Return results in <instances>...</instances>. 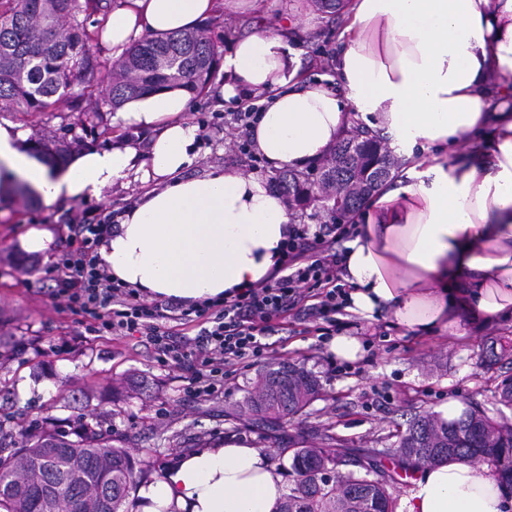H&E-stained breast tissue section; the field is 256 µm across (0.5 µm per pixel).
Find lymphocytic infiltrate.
Masks as SVG:
<instances>
[{
	"label": "lymphocytic infiltrate",
	"mask_w": 512,
	"mask_h": 512,
	"mask_svg": "<svg viewBox=\"0 0 512 512\" xmlns=\"http://www.w3.org/2000/svg\"><path fill=\"white\" fill-rule=\"evenodd\" d=\"M71 222L76 247L56 265L54 299L88 317L90 334L144 337L183 370L191 393L201 400L220 393L236 368L269 357L273 346L268 336L301 303H309L312 315L331 326L348 305L345 254L336 245L353 233L350 224H323L315 230L294 225L271 277L221 301L185 305L145 300L108 273L97 253L108 220L89 223L77 209ZM195 321L201 328L194 338L177 337L174 325Z\"/></svg>",
	"instance_id": "lymphocytic-infiltrate-1"
}]
</instances>
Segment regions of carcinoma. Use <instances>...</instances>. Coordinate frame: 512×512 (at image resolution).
<instances>
[{"mask_svg": "<svg viewBox=\"0 0 512 512\" xmlns=\"http://www.w3.org/2000/svg\"><path fill=\"white\" fill-rule=\"evenodd\" d=\"M111 10V0H0V109L36 117L66 101L83 112L91 128H100L99 135L111 133L100 111L83 106L96 96L104 62L93 50L97 33L78 20L99 14L98 23L104 24ZM75 56L82 59L76 77L70 68ZM220 60L209 25L146 36L111 63L108 101L115 110L128 99L168 87H183L198 97L213 84ZM76 81L78 93L73 92ZM70 131L65 125L62 134L32 142V153L65 162L72 149ZM375 158L382 174L367 177L365 167ZM400 166L383 138L355 121L312 167L286 168L274 177V185L290 210H307L314 190L322 212L348 221L381 184L397 176ZM320 393L319 380L305 367L278 362L261 373L237 408L263 423L279 424L301 413ZM496 398L503 409L495 416L469 408L448 422L425 411L399 432L393 446L377 454L406 469L448 458L489 463L512 495V419L504 414L512 410V377L501 381ZM102 424L82 425L70 433L73 440L54 418L16 433L0 427V512H48L45 505L53 500L65 512H80L88 501L101 512H133L137 489L148 483V466L137 465ZM346 462L347 446L339 437L325 434L318 442H299L288 460V493L278 512H395L392 478L361 461L358 470L344 471Z\"/></svg>", "mask_w": 512, "mask_h": 512, "instance_id": "carcinoma-1", "label": "carcinoma"}]
</instances>
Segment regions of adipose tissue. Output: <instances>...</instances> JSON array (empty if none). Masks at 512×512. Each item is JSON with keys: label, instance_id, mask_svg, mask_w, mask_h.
Wrapping results in <instances>:
<instances>
[{"label": "adipose tissue", "instance_id": "obj_1", "mask_svg": "<svg viewBox=\"0 0 512 512\" xmlns=\"http://www.w3.org/2000/svg\"><path fill=\"white\" fill-rule=\"evenodd\" d=\"M215 0H116L103 37L113 58L149 34L192 30ZM335 86L299 79L282 36H251L224 56V100H259L257 154L301 168L368 114L407 153L400 179L365 204L346 245L350 312H388L423 335L461 321L512 317V0H350ZM181 89L126 101L117 116L152 128L151 166L135 146L89 149L53 168L0 125V168L44 205L78 199L140 173L152 182L99 245L113 277L147 298L200 303L274 270L292 218L262 177L219 168L191 174L198 128ZM461 149L449 160V148ZM407 512H506L495 470L448 460L412 474ZM282 479L259 449L229 439L199 448L141 486V512H276Z\"/></svg>", "mask_w": 512, "mask_h": 512}]
</instances>
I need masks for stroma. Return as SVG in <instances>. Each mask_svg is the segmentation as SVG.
Segmentation results:
<instances>
[{
  "label": "stroma",
  "instance_id": "1",
  "mask_svg": "<svg viewBox=\"0 0 512 512\" xmlns=\"http://www.w3.org/2000/svg\"><path fill=\"white\" fill-rule=\"evenodd\" d=\"M224 19L216 34H223L228 24L237 38L288 34L303 78L332 76L343 14H322L311 0H243L241 6L225 7ZM223 84V77H216L209 93L192 99L186 114L189 122L201 127L198 170L218 166L271 179L276 165L264 160L251 168L239 152L235 141L242 134L237 124L241 108L219 104ZM5 122L30 141L67 124L77 149L105 145L64 103L36 118L0 112V124ZM147 188L131 176L99 194L49 206L28 204L15 196L0 199V352L9 357L7 369L0 372L4 426L38 425L47 416L74 424L88 422L105 410L112 414L114 435L126 440L135 460L159 474L184 452L208 443L232 438L287 455L300 437L310 438L325 429L345 440L350 460H363L374 450L390 447L397 431L405 429L415 414L438 410L448 399L496 411V388L512 377V318L467 325L458 336L436 332L416 337L395 328L388 315H356L348 333L360 338L365 353L353 363L327 353L317 322L303 316L289 320L287 332L272 337L278 357L303 364L320 380L322 393L280 428L231 410L254 385L263 365L238 371L221 394L204 401L191 396L179 370L163 363L155 348L138 337L89 334L88 319L56 305L51 296L55 265L73 244L70 214L80 208L90 220H98L133 205ZM34 224L53 225L55 244L47 254L21 257L15 242ZM491 336L496 345H488ZM495 352L502 359L493 364L489 358ZM131 376L146 381L148 397L113 395V384Z\"/></svg>",
  "mask_w": 512,
  "mask_h": 512
}]
</instances>
